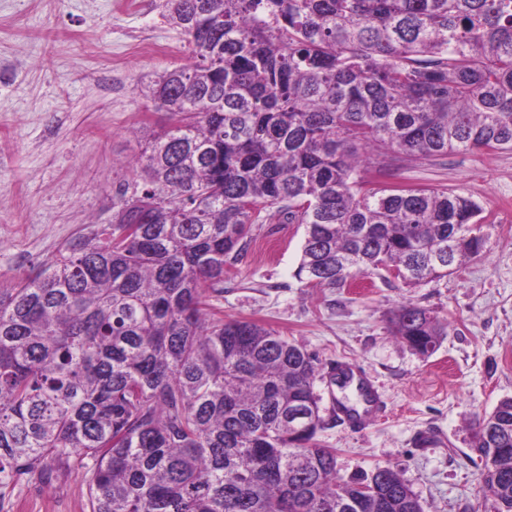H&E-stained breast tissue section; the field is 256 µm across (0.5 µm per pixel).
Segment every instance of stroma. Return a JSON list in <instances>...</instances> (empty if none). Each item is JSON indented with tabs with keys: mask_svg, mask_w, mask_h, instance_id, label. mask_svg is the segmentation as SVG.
I'll list each match as a JSON object with an SVG mask.
<instances>
[{
	"mask_svg": "<svg viewBox=\"0 0 512 512\" xmlns=\"http://www.w3.org/2000/svg\"><path fill=\"white\" fill-rule=\"evenodd\" d=\"M162 0H0V289L14 287L80 235L112 219L126 165L165 121L137 83L187 63L185 38ZM403 183L472 197L491 225L487 253L415 288L389 274L319 288L296 276L304 228L255 225L245 258L209 298L301 344L322 366L370 376L384 413L362 431L338 418L330 379L317 378L340 476L394 466L425 512H497L468 459L475 416L512 396V151L455 152L404 164ZM448 322L422 355L387 318L404 303ZM0 512H90L74 464L23 478Z\"/></svg>",
	"mask_w": 512,
	"mask_h": 512,
	"instance_id": "1",
	"label": "stroma"
}]
</instances>
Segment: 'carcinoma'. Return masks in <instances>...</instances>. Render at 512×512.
I'll use <instances>...</instances> for the list:
<instances>
[{"label":"carcinoma","mask_w":512,"mask_h":512,"mask_svg":"<svg viewBox=\"0 0 512 512\" xmlns=\"http://www.w3.org/2000/svg\"><path fill=\"white\" fill-rule=\"evenodd\" d=\"M162 18L192 63L146 84L169 123L112 223L0 290V487L73 461L91 512H424L392 466L338 475L318 359L207 291L274 217L304 226L296 276L319 288L382 270L412 288L479 256L475 201L392 179L512 151V0H163ZM390 325L422 355L448 335L411 303ZM471 452L512 512V397Z\"/></svg>","instance_id":"carcinoma-1"}]
</instances>
